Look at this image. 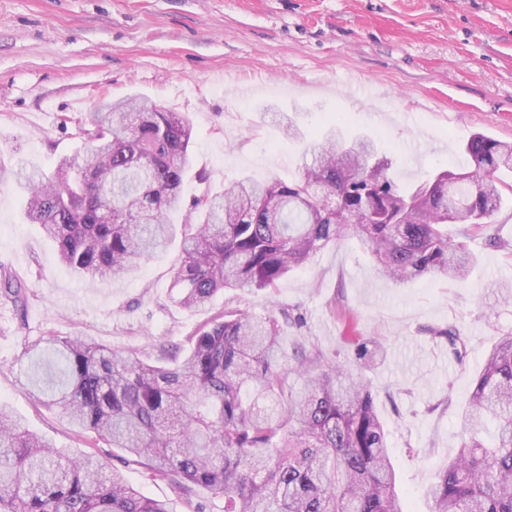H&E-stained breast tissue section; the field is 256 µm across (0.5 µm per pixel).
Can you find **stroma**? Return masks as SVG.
<instances>
[{"label":"stroma","instance_id":"1","mask_svg":"<svg viewBox=\"0 0 512 512\" xmlns=\"http://www.w3.org/2000/svg\"><path fill=\"white\" fill-rule=\"evenodd\" d=\"M139 94L184 113L195 169L185 198L243 175L293 179L317 135H367L405 185L469 167L476 132L512 143V0H0V165L53 169L82 145L76 118ZM382 124L368 122L372 108ZM422 156L411 164L410 146ZM24 199L0 180V269L28 286L24 313L0 302V403L72 454L94 451L168 512H224L222 497L184 494L105 444L89 447L27 392L26 339L91 336L147 358L180 342L210 313L273 314L284 351L298 341L338 360L352 336L379 339L364 375L376 395L405 512H431L427 492L461 442L459 415L488 349L512 331V250L471 241L466 279L380 281L350 238L265 292L218 294L196 314L169 299L180 247L169 245L136 277L88 282L60 264ZM466 341L456 359L438 329Z\"/></svg>","mask_w":512,"mask_h":512}]
</instances>
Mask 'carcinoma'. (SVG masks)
<instances>
[{
    "label": "carcinoma",
    "mask_w": 512,
    "mask_h": 512,
    "mask_svg": "<svg viewBox=\"0 0 512 512\" xmlns=\"http://www.w3.org/2000/svg\"><path fill=\"white\" fill-rule=\"evenodd\" d=\"M82 121L85 146L54 171L24 168V217L57 246L62 265L92 280L125 279L172 240L193 164L192 126L150 100L105 103ZM466 177L451 172L403 187L368 138L304 149L294 181L245 176L193 199L171 301L206 310L226 289L269 290L321 250L357 238L378 278L405 284L465 278L468 241L512 203V144L483 133L464 147ZM339 210L319 205L313 184ZM457 226L454 235L448 225ZM0 299L25 310L27 286L0 274ZM272 316L226 308L184 349L154 344L141 360L88 336L25 343L28 391L81 432L118 448L190 492L224 496V512H404L375 394L362 376L380 344L357 336L347 371L321 349L282 364ZM457 357L453 327L435 331ZM304 377L288 389V372ZM462 441L429 489L433 512H512V332L499 336L461 414ZM493 435L484 437L487 425ZM0 512H168L165 503L105 473L93 455L68 457L0 405Z\"/></svg>",
    "instance_id": "carcinoma-1"
}]
</instances>
